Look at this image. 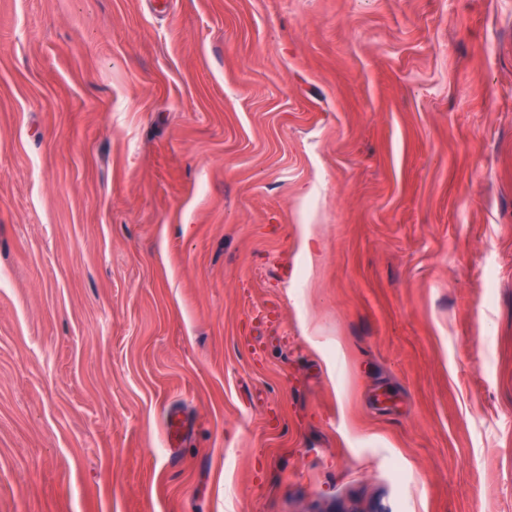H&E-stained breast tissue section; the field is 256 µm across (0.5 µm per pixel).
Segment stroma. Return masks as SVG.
Here are the masks:
<instances>
[{"label": "stroma", "instance_id": "obj_1", "mask_svg": "<svg viewBox=\"0 0 512 512\" xmlns=\"http://www.w3.org/2000/svg\"><path fill=\"white\" fill-rule=\"evenodd\" d=\"M351 501L512 512V0H0V512Z\"/></svg>", "mask_w": 512, "mask_h": 512}]
</instances>
